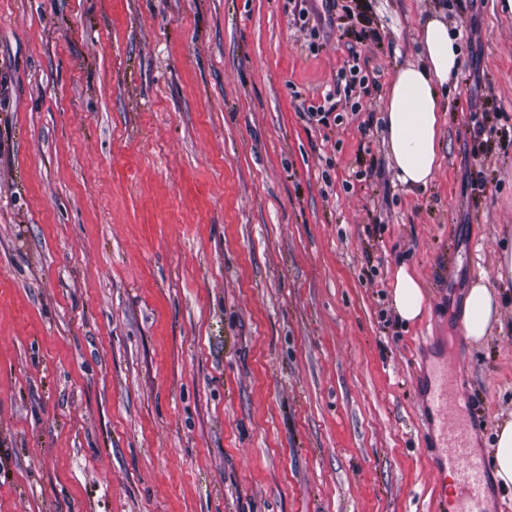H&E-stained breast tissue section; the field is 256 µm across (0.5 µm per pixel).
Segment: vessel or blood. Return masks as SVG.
I'll return each instance as SVG.
<instances>
[{
  "mask_svg": "<svg viewBox=\"0 0 512 512\" xmlns=\"http://www.w3.org/2000/svg\"><path fill=\"white\" fill-rule=\"evenodd\" d=\"M464 353H457L454 363L437 362L429 375L428 401L433 406L452 407L458 399L456 365L464 361ZM471 421L461 420L443 432L442 445L452 464L453 489L440 493L437 512H473L485 490L488 474L484 463L478 462L470 443Z\"/></svg>",
  "mask_w": 512,
  "mask_h": 512,
  "instance_id": "vessel-or-blood-1",
  "label": "vessel or blood"
}]
</instances>
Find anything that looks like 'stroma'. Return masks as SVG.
<instances>
[{"label":"stroma","instance_id":"35a3bbf8","mask_svg":"<svg viewBox=\"0 0 512 512\" xmlns=\"http://www.w3.org/2000/svg\"><path fill=\"white\" fill-rule=\"evenodd\" d=\"M436 11L462 64L412 191L383 112ZM485 113L512 126L502 0H0V512H434L454 413L425 370L481 277L476 454L512 416V144ZM393 306L399 318L406 322H414L423 313L426 297L423 285L406 264L397 266L392 283ZM498 309L496 293L488 281L483 277L473 281L465 300L463 336H459L460 343L466 336L472 345H480L490 336L492 324L497 320Z\"/></svg>","mask_w":512,"mask_h":512}]
</instances>
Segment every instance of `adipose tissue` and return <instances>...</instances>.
Returning a JSON list of instances; mask_svg holds the SVG:
<instances>
[{"label":"adipose tissue","mask_w":512,"mask_h":512,"mask_svg":"<svg viewBox=\"0 0 512 512\" xmlns=\"http://www.w3.org/2000/svg\"><path fill=\"white\" fill-rule=\"evenodd\" d=\"M422 63L399 69L389 88L383 116V139L402 185L426 188L440 165L442 107L440 90L455 82L461 49L443 16L429 15L421 28ZM393 306L407 323L423 313V285L407 265H398L392 283ZM499 302L486 279L473 281L465 300L462 333L481 344L497 319Z\"/></svg>","instance_id":"obj_1"}]
</instances>
